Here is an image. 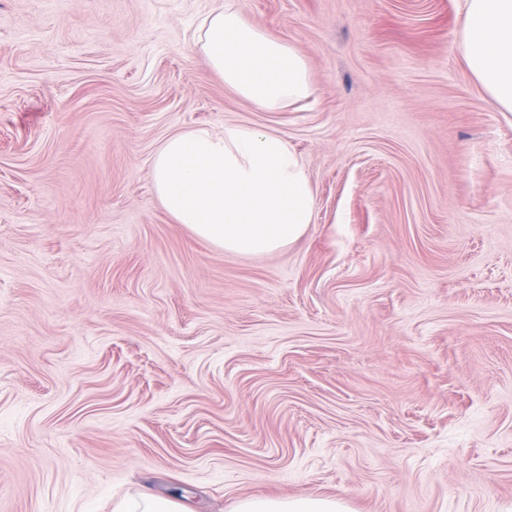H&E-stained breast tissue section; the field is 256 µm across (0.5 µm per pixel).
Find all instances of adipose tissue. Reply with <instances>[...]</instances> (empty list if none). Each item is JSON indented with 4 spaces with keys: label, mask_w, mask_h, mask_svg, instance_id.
Instances as JSON below:
<instances>
[{
    "label": "adipose tissue",
    "mask_w": 512,
    "mask_h": 512,
    "mask_svg": "<svg viewBox=\"0 0 512 512\" xmlns=\"http://www.w3.org/2000/svg\"><path fill=\"white\" fill-rule=\"evenodd\" d=\"M204 61L225 85L264 110L309 98L306 60L242 20L231 0L202 17ZM466 65L487 94L512 112V0H467ZM153 188L175 223L239 255L272 253L299 241L315 221L316 196L303 162L280 134L227 123L168 135L152 161ZM232 512H348L336 499L250 497Z\"/></svg>",
    "instance_id": "adipose-tissue-1"
}]
</instances>
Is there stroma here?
<instances>
[{
    "mask_svg": "<svg viewBox=\"0 0 512 512\" xmlns=\"http://www.w3.org/2000/svg\"><path fill=\"white\" fill-rule=\"evenodd\" d=\"M212 5L0 0V512H512V112L466 0H233L308 63L275 112L203 60ZM225 123L305 164L292 246L163 210L161 142ZM134 510L115 511H141V512H182L178 503L170 500L156 499L151 495L142 494L139 502L133 506ZM341 501L320 496L300 498L250 497L239 500L232 512H348Z\"/></svg>",
    "mask_w": 512,
    "mask_h": 512,
    "instance_id": "obj_1",
    "label": "stroma"
}]
</instances>
